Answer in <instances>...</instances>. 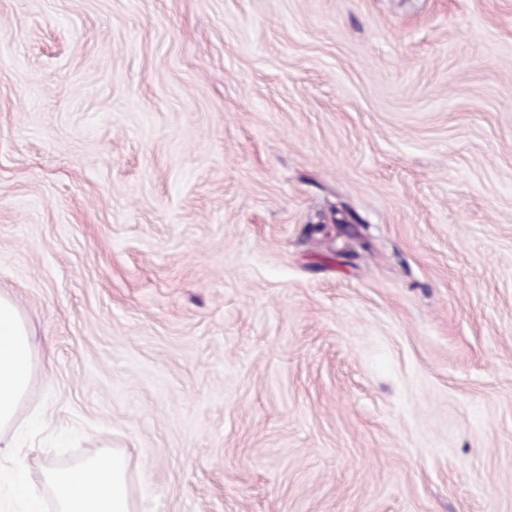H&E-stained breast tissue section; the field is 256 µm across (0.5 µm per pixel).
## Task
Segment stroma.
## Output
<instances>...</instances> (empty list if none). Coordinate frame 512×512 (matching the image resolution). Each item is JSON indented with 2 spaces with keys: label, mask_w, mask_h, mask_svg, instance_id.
Returning <instances> with one entry per match:
<instances>
[{
  "label": "stroma",
  "mask_w": 512,
  "mask_h": 512,
  "mask_svg": "<svg viewBox=\"0 0 512 512\" xmlns=\"http://www.w3.org/2000/svg\"><path fill=\"white\" fill-rule=\"evenodd\" d=\"M0 291L37 491L512 512V0H0Z\"/></svg>",
  "instance_id": "stroma-1"
}]
</instances>
